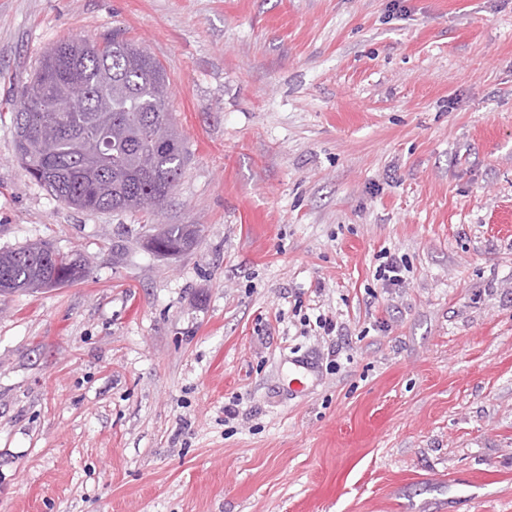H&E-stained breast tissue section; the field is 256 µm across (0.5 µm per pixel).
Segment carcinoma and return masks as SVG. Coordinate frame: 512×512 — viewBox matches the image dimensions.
Listing matches in <instances>:
<instances>
[{"label": "carcinoma", "mask_w": 512, "mask_h": 512, "mask_svg": "<svg viewBox=\"0 0 512 512\" xmlns=\"http://www.w3.org/2000/svg\"><path fill=\"white\" fill-rule=\"evenodd\" d=\"M74 70L85 97L54 112L44 93L58 71ZM169 82L162 65L114 30L99 41L72 37L44 51L22 86L13 112L15 156L25 171L58 201L88 211H131L169 201L182 175L185 148L168 109ZM63 127L44 145L35 136L44 119ZM104 123L112 150L99 158L97 179L88 181L81 141ZM198 225L169 224L150 239L157 254H180L197 241ZM84 261L42 243L0 250V294L55 288L85 278Z\"/></svg>", "instance_id": "carcinoma-1"}]
</instances>
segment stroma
<instances>
[{
    "instance_id": "35a3bbf8",
    "label": "stroma",
    "mask_w": 512,
    "mask_h": 512,
    "mask_svg": "<svg viewBox=\"0 0 512 512\" xmlns=\"http://www.w3.org/2000/svg\"><path fill=\"white\" fill-rule=\"evenodd\" d=\"M114 28L188 149L160 213L15 159L39 56ZM39 241L89 273L0 296V512H512V0H0V249ZM198 232L195 224H168L159 237L150 239V243L156 254H180L196 243Z\"/></svg>"
}]
</instances>
